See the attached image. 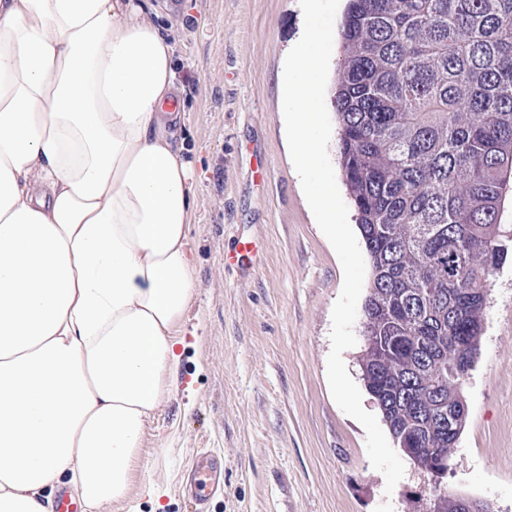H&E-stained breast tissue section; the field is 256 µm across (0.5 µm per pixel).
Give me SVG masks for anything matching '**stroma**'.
Listing matches in <instances>:
<instances>
[{"label":"stroma","instance_id":"stroma-1","mask_svg":"<svg viewBox=\"0 0 512 512\" xmlns=\"http://www.w3.org/2000/svg\"><path fill=\"white\" fill-rule=\"evenodd\" d=\"M178 34L182 154L195 179V296L180 390L143 439L132 495L112 512H193L198 454L224 461L205 512H427L438 487L512 512V252L495 270L480 354L463 385L465 429L442 482L406 466L393 492L362 425L327 380L343 271L302 191L285 133L284 60L300 40L299 0H151ZM243 240L258 251L225 266Z\"/></svg>","mask_w":512,"mask_h":512}]
</instances>
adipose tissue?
<instances>
[{"instance_id":"ef3b65f1","label":"adipose tissue","mask_w":512,"mask_h":512,"mask_svg":"<svg viewBox=\"0 0 512 512\" xmlns=\"http://www.w3.org/2000/svg\"><path fill=\"white\" fill-rule=\"evenodd\" d=\"M172 30L150 0H0V512L132 491L197 258Z\"/></svg>"}]
</instances>
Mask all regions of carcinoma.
<instances>
[{
    "label": "carcinoma",
    "instance_id": "cac0c4a2",
    "mask_svg": "<svg viewBox=\"0 0 512 512\" xmlns=\"http://www.w3.org/2000/svg\"><path fill=\"white\" fill-rule=\"evenodd\" d=\"M332 104L372 271L361 379L417 469L441 473L467 421L480 291L508 252L512 0H348Z\"/></svg>",
    "mask_w": 512,
    "mask_h": 512
}]
</instances>
